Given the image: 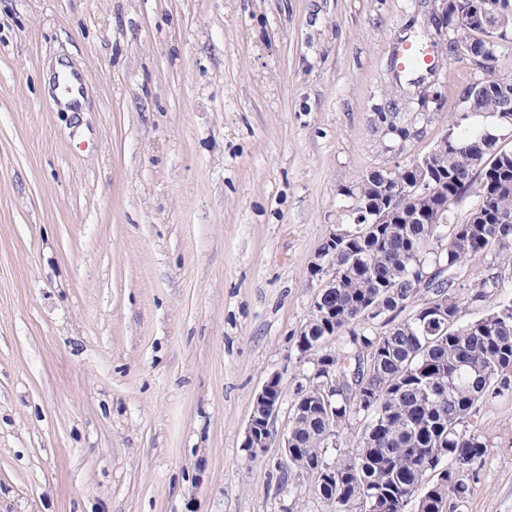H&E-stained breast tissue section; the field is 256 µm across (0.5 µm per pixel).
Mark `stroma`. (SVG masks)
<instances>
[{
	"label": "stroma",
	"instance_id": "35a3bbf8",
	"mask_svg": "<svg viewBox=\"0 0 512 512\" xmlns=\"http://www.w3.org/2000/svg\"><path fill=\"white\" fill-rule=\"evenodd\" d=\"M421 0H0V512H329L279 435L313 354L311 260L408 151L392 48ZM82 83L63 105L58 67ZM279 377L277 432L251 455ZM462 512H512V395ZM281 400L280 380L271 377L255 396L253 409L246 427V448L262 452L276 435L274 421Z\"/></svg>",
	"mask_w": 512,
	"mask_h": 512
}]
</instances>
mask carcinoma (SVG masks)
Here are the masks:
<instances>
[{
  "instance_id": "cac0c4a2",
  "label": "carcinoma",
  "mask_w": 512,
  "mask_h": 512,
  "mask_svg": "<svg viewBox=\"0 0 512 512\" xmlns=\"http://www.w3.org/2000/svg\"><path fill=\"white\" fill-rule=\"evenodd\" d=\"M488 6L497 28L477 19L476 3ZM448 32L463 43V59L492 73L495 47L512 40V0H448ZM461 117L484 113L512 129V98L482 82L459 94ZM421 101L392 114L391 131L407 140L427 118ZM447 129L448 147L429 150L397 167L389 178L428 181L417 198L394 202L395 185L384 186L371 171L348 189L351 214L365 209L383 216L362 224L356 235L336 242V260L313 277L335 283L323 291L330 314L310 312L308 341L336 349L314 359L311 390L294 398L288 473L309 481L317 470L332 476L320 499L334 512H356L374 500L407 499L412 512H460L470 480L488 444L476 433L480 404L512 393V296L481 318L461 321L457 269L470 256L512 253V148L497 147L491 133ZM476 191L478 203L461 215L457 205ZM448 208L447 226L429 224ZM502 267L470 285L468 302L486 301L502 280ZM448 301V326L419 318L435 296ZM424 299L405 317L400 314ZM333 365L336 391L323 402L321 365ZM363 422L352 448H342L351 420ZM336 456H327L328 448Z\"/></svg>"
}]
</instances>
